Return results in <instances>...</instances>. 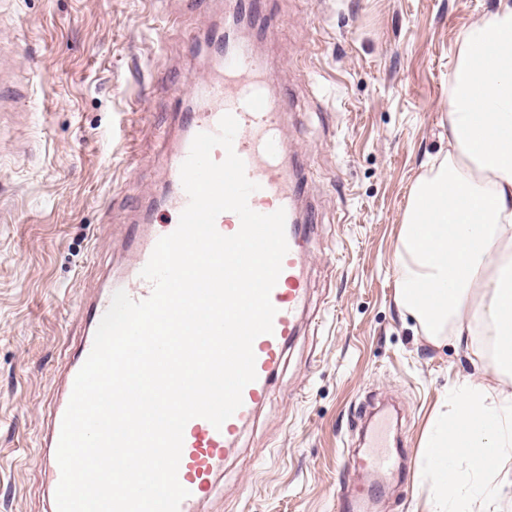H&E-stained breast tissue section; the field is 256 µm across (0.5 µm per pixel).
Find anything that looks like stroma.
I'll return each mask as SVG.
<instances>
[{"label": "stroma", "mask_w": 512, "mask_h": 512, "mask_svg": "<svg viewBox=\"0 0 512 512\" xmlns=\"http://www.w3.org/2000/svg\"><path fill=\"white\" fill-rule=\"evenodd\" d=\"M498 0H267L255 51L304 167L317 222L300 336L200 512H336L354 423L396 405L390 447L421 453L451 388L512 393L483 336L429 338L397 301L394 256L413 186L448 155L460 33ZM224 0H0V512H44L39 441L79 339V310L120 273L128 225L174 222L165 168L183 87ZM172 76L168 89L162 77ZM431 478H388L372 512H430Z\"/></svg>", "instance_id": "1"}]
</instances>
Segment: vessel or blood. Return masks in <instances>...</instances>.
<instances>
[{
	"instance_id": "vessel-or-blood-1",
	"label": "vessel or blood",
	"mask_w": 512,
	"mask_h": 512,
	"mask_svg": "<svg viewBox=\"0 0 512 512\" xmlns=\"http://www.w3.org/2000/svg\"><path fill=\"white\" fill-rule=\"evenodd\" d=\"M264 61L251 49L227 40L220 68L204 65L201 90L208 101L207 107L193 113L188 124L189 137L176 150L159 148L156 155L170 170H179L190 151V138L201 132H216L220 118L232 114L239 128L233 148L243 160L247 177L257 183L248 204L260 214L284 210L286 214V240L288 252L282 261V271L270 294L277 313L273 331L258 336L253 343L257 378L243 390V404L221 427L208 420L195 418L184 429L178 481L189 495L179 512H198L201 503L211 494L221 474L225 458L236 450L242 430L252 421L257 409L270 396L272 376L285 362L289 342L301 332V319L305 313L308 282L304 274L308 235L313 224L312 214L300 206L302 196L298 170L281 162L283 147L281 115L287 103L274 101L268 95L263 81ZM174 224L156 225L149 239L137 245L129 263L127 276L110 280L105 291L83 304L84 329L76 350L68 362L62 389L42 438V461L50 476V488H57L60 469L57 446L62 419L68 407L75 377L89 356L96 329L108 310L117 290H125L136 301L147 299L153 290L150 281L142 278L158 240L172 233ZM388 423L378 418L366 433L367 449L357 460L359 470L349 496L336 502V512H366L370 502L382 492L381 475L394 465L391 456L380 454L385 443Z\"/></svg>"
}]
</instances>
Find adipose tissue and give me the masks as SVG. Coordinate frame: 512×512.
Here are the masks:
<instances>
[{
	"label": "adipose tissue",
	"mask_w": 512,
	"mask_h": 512,
	"mask_svg": "<svg viewBox=\"0 0 512 512\" xmlns=\"http://www.w3.org/2000/svg\"><path fill=\"white\" fill-rule=\"evenodd\" d=\"M451 150L411 193L395 254L397 299L427 335H483L512 378V0L460 37L448 77ZM445 292H437L438 284ZM434 512L497 505L512 456V394L458 390L447 431L425 443Z\"/></svg>",
	"instance_id": "obj_1"
}]
</instances>
